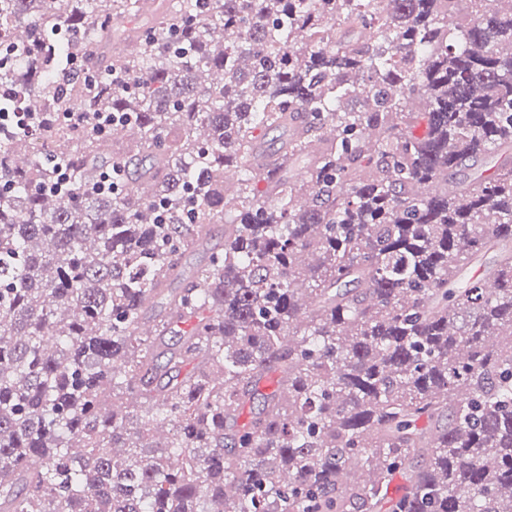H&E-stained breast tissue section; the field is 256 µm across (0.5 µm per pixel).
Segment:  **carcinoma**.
Returning a JSON list of instances; mask_svg holds the SVG:
<instances>
[{"mask_svg": "<svg viewBox=\"0 0 512 512\" xmlns=\"http://www.w3.org/2000/svg\"><path fill=\"white\" fill-rule=\"evenodd\" d=\"M0 91V512H512V0H0ZM224 247V224H212V237L207 247L187 250L182 255V264L188 276L205 265L211 252L220 251Z\"/></svg>", "mask_w": 512, "mask_h": 512, "instance_id": "obj_1", "label": "carcinoma"}]
</instances>
